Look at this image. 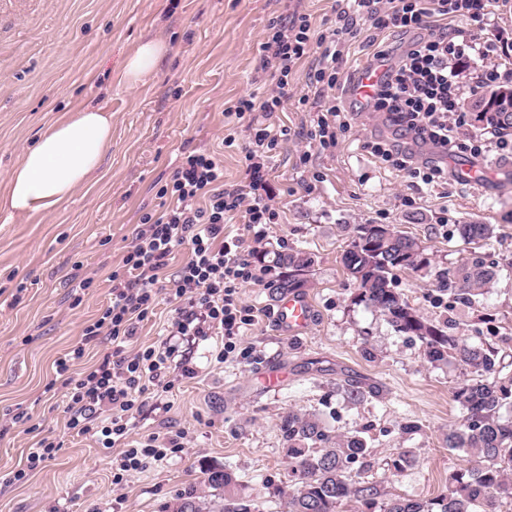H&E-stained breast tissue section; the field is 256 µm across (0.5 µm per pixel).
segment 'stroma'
I'll return each instance as SVG.
<instances>
[{
    "instance_id": "obj_1",
    "label": "stroma",
    "mask_w": 512,
    "mask_h": 512,
    "mask_svg": "<svg viewBox=\"0 0 512 512\" xmlns=\"http://www.w3.org/2000/svg\"><path fill=\"white\" fill-rule=\"evenodd\" d=\"M287 0H0V193L24 151L51 123L97 106L112 114V150L96 175L61 207L24 220L0 207V418L22 414L0 433V512H172L188 490L207 495V468L233 473L231 494L280 512L294 483L281 429L288 413L317 416L332 434H362L369 454L351 480L377 484L382 498L428 500L447 495L453 474L486 466L483 458L448 447V431L465 411L456 396L468 374L456 362H428L419 340L399 333L373 308L356 302L342 255L361 224H386L418 238L430 264L393 277L424 321L497 351L502 375L512 376V176L493 182L457 177L467 153L443 154L401 137L382 113L356 109L349 84L369 61L352 49L332 94L348 111L333 146L309 135L298 103L309 66L290 80V98L274 122L286 129L268 187L279 207L276 223L246 254L301 252L311 258L301 295L314 307L309 328L281 331L274 314L285 293L283 271L268 264L262 282L241 288L257 319L243 330L246 358H223L222 339L181 341V367L172 389L149 394L127 442L155 439L161 461L124 476L115 487L119 448L96 434L65 427L64 389L56 362L85 348L71 371L103 353L84 340V326L112 298L108 275L118 268L143 215L159 214L158 191L170 183L183 153L203 147L224 162V184L244 183L239 162L245 139L224 144V109L270 80L259 46ZM157 39L167 52L138 86L124 76L139 43ZM384 139L447 168L424 185L375 157L369 141ZM495 227L493 238L468 244L459 224ZM481 255L498 270L492 288L472 300L440 289L448 271ZM92 284L73 297L72 276ZM192 369L181 373L182 366ZM284 369L279 387L262 374ZM59 442L55 457L22 480L41 438ZM403 459L394 469V459Z\"/></svg>"
}]
</instances>
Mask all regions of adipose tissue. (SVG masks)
Here are the masks:
<instances>
[{
    "instance_id": "obj_1",
    "label": "adipose tissue",
    "mask_w": 512,
    "mask_h": 512,
    "mask_svg": "<svg viewBox=\"0 0 512 512\" xmlns=\"http://www.w3.org/2000/svg\"><path fill=\"white\" fill-rule=\"evenodd\" d=\"M166 53L158 40L141 42L125 63L129 84L140 83ZM112 146V115L87 107L49 125L13 167L4 198L11 216L54 211L99 170Z\"/></svg>"
}]
</instances>
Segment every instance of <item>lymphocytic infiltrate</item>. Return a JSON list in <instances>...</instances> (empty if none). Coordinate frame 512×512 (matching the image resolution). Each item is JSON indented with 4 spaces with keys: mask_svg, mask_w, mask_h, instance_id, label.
Wrapping results in <instances>:
<instances>
[{
    "mask_svg": "<svg viewBox=\"0 0 512 512\" xmlns=\"http://www.w3.org/2000/svg\"><path fill=\"white\" fill-rule=\"evenodd\" d=\"M493 4L494 0H336L334 26L318 33L310 13L295 0L291 13L270 23L260 50L264 65L274 70L275 84L224 110L226 142H234L238 124H245L249 133L243 156L247 184L225 187L224 165L218 158L205 150L185 153L171 183L159 191L162 213L142 217L120 269L109 275L110 305L83 329L85 338L104 337L107 353L77 377L70 374V361L82 358L83 348H75L72 357L56 363L65 389L66 428L79 435L100 432L103 447L122 449L114 484L122 483L125 472L146 468L166 455L150 441L136 448L124 445L150 387L171 386L168 374L174 347L129 349L139 323L149 318L160 297L181 303L173 335L221 331L228 355L235 352L243 327L255 321L253 309L241 300L240 288L261 282L265 270L246 260L245 239L227 232L226 226L236 219L250 227L272 224L279 217L272 196L263 188L282 135L271 118L285 107L292 73L311 49H318L317 63L299 101L316 103L310 135L320 146L332 145L345 122L328 92L338 83L345 53L361 42L373 48V60H382L385 51L375 47L381 34H410L405 51L375 87L367 108L384 113L415 143L443 153L465 146L476 156L492 150L512 155V139L506 138L499 119L488 117L481 134L469 131L467 101L477 89L499 84L497 66L483 67L471 86L460 82L457 72L458 64L470 54L489 58L496 53L494 39L484 34ZM438 16L468 19L476 31L455 39L447 28L435 24ZM369 147L375 156L422 183H433L443 173L439 165L418 162L396 144L373 141ZM182 246L188 247L190 257L178 270L172 288L161 289L168 260Z\"/></svg>",
    "mask_w": 512,
    "mask_h": 512,
    "instance_id": "lymphocytic-infiltrate-1",
    "label": "lymphocytic infiltrate"
}]
</instances>
